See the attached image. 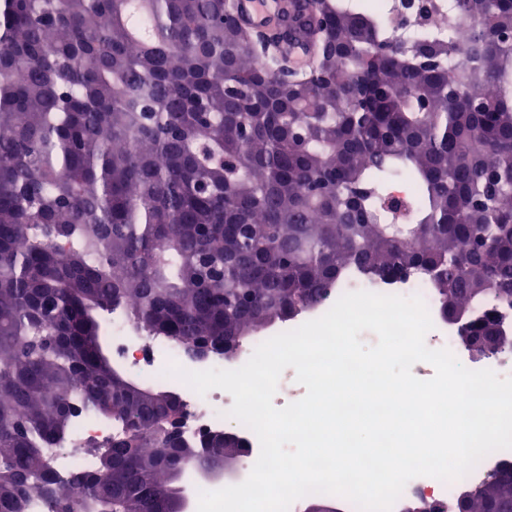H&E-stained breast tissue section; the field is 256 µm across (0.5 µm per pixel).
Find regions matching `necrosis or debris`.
I'll list each match as a JSON object with an SVG mask.
<instances>
[{"mask_svg":"<svg viewBox=\"0 0 512 512\" xmlns=\"http://www.w3.org/2000/svg\"><path fill=\"white\" fill-rule=\"evenodd\" d=\"M359 290L402 297L420 296L433 323L432 329L425 336L428 348L451 350L459 362L468 369H490L499 376L512 377V350L496 352L479 362L473 360L469 351L459 343L456 327L441 321L435 291L429 281L419 274L409 275L399 281L380 282L358 272L349 273L335 288L329 290L325 299L316 308L302 314V321L307 322L321 317L343 294ZM112 354L134 371L161 378L163 384L178 392L190 415L186 427L190 437L196 439L223 431L225 414L233 404L232 396L221 389H213L203 395L197 394L185 382L167 373L168 367L174 363L189 371L221 369L225 366L222 356L215 355L204 361H193L177 348L142 338L131 339L126 324L117 318L112 321ZM113 431L111 422L99 420L88 413L80 414L70 436L53 452L55 472L65 476L75 470L91 467L92 459L85 450L87 442L109 440ZM510 459L512 449L494 451L482 458L458 483H445L427 476L414 478L405 486L401 500L395 503L393 510L401 512L404 501L413 498L450 504L459 485L474 488L483 484L500 463Z\"/></svg>","mask_w":512,"mask_h":512,"instance_id":"4bbe7bcc","label":"necrosis or debris"}]
</instances>
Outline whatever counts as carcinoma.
<instances>
[{
  "label": "carcinoma",
  "instance_id": "obj_1",
  "mask_svg": "<svg viewBox=\"0 0 512 512\" xmlns=\"http://www.w3.org/2000/svg\"><path fill=\"white\" fill-rule=\"evenodd\" d=\"M367 2L289 0L256 43L225 0H0V512H175V472L224 455L171 436L177 393L112 373L115 314L183 350L242 343L353 269L420 271L470 316L464 345L501 328L482 306H512V0L426 24L433 69ZM286 40L310 63L281 106ZM83 412L123 431L63 480L46 452ZM491 507L512 512V463L455 512Z\"/></svg>",
  "mask_w": 512,
  "mask_h": 512
}]
</instances>
